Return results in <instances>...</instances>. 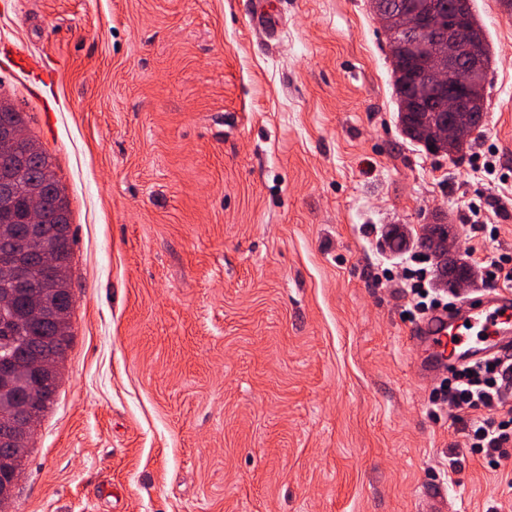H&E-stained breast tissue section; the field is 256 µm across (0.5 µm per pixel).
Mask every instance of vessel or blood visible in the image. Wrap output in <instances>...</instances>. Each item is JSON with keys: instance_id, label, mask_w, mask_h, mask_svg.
<instances>
[{"instance_id": "vessel-or-blood-1", "label": "vessel or blood", "mask_w": 512, "mask_h": 512, "mask_svg": "<svg viewBox=\"0 0 512 512\" xmlns=\"http://www.w3.org/2000/svg\"><path fill=\"white\" fill-rule=\"evenodd\" d=\"M414 341L430 352L420 371L427 374L481 361L491 350L512 347V291L459 301L420 320Z\"/></svg>"}]
</instances>
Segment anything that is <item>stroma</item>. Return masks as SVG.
Listing matches in <instances>:
<instances>
[{
	"mask_svg": "<svg viewBox=\"0 0 512 512\" xmlns=\"http://www.w3.org/2000/svg\"><path fill=\"white\" fill-rule=\"evenodd\" d=\"M0 0V98L50 156L73 340L8 512H512L415 380L405 255L383 225L512 253V193L406 141L368 0ZM472 152L512 170V13ZM482 198L499 234L467 221ZM456 467H449V457Z\"/></svg>",
	"mask_w": 512,
	"mask_h": 512,
	"instance_id": "1",
	"label": "stroma"
}]
</instances>
